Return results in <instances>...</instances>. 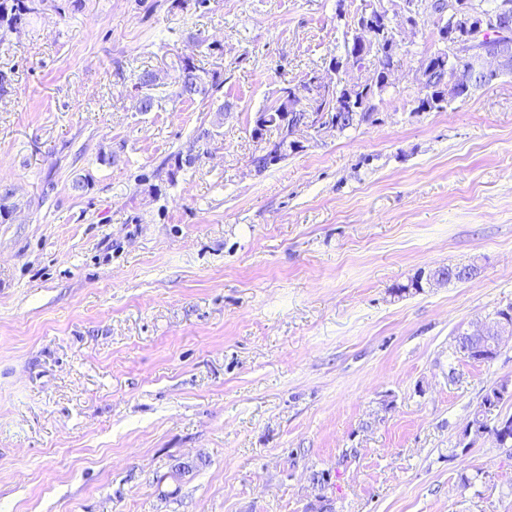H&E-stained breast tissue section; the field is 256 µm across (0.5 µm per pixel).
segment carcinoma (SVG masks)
Listing matches in <instances>:
<instances>
[{"mask_svg":"<svg viewBox=\"0 0 512 512\" xmlns=\"http://www.w3.org/2000/svg\"><path fill=\"white\" fill-rule=\"evenodd\" d=\"M34 2L35 0H0V29L14 30L19 24L25 23L28 16L35 13ZM463 36L462 32L453 34L449 38L448 46L436 47L422 57L423 82L421 93L415 99L416 107L412 112H440L448 104L457 100L464 101L479 90V87L464 82L450 90L444 87L441 81V75L448 66V52L453 50L454 41L463 39ZM395 37L393 27L388 25L380 27L369 35L370 44L364 50L360 47V38H352V42L345 46L344 60H332V68L337 70L343 64L350 63L360 71L366 70L367 75L359 82L336 89L334 95L322 98L311 95L310 80L321 77L318 71L306 74L298 84L289 83L282 87L280 93L283 95L288 93L305 95V106L298 112H290L288 106L280 101L275 106L261 110L259 118L254 123L253 136L261 140L266 133L274 130L277 132V137L267 141V145L262 148L263 154L253 159L256 170L262 172L269 166L284 160L288 152H294L300 148L296 135L302 132V127L306 125L305 113L307 112H315L325 120L339 119L343 121V128L346 130L373 122L376 113L375 100L388 87L389 76L395 66L398 53V49L394 48ZM175 83L178 86V96L205 98L213 88L220 85V75L215 72L212 74L206 72L195 64L193 56L185 55L180 60ZM154 86L152 71L144 69L135 74V88L142 90L138 99L139 111L151 112L158 105V100L150 93ZM211 137L210 129L201 128L195 140L198 152L177 154L176 170L192 165L201 155L207 153V145ZM472 271L473 268L468 266H448L436 271V275L448 282L461 281L469 278ZM478 346L489 351L493 357L497 354L498 345L495 340L476 339L469 329L459 333L458 349L462 355H467V351ZM492 397L496 402L501 403L512 398V388L508 383L502 382L486 391L471 420L474 435L477 437L487 435L498 438V423L501 419L495 420L489 417L494 409V406L488 404Z\"/></svg>","mask_w":512,"mask_h":512,"instance_id":"cac0c4a2","label":"carcinoma"}]
</instances>
